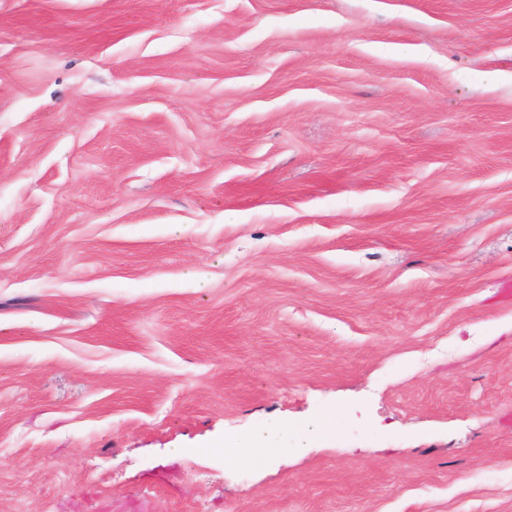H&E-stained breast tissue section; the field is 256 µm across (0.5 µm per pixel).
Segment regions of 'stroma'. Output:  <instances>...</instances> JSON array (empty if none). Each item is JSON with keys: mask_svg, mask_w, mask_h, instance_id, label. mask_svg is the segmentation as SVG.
Wrapping results in <instances>:
<instances>
[{"mask_svg": "<svg viewBox=\"0 0 512 512\" xmlns=\"http://www.w3.org/2000/svg\"><path fill=\"white\" fill-rule=\"evenodd\" d=\"M0 512H512V0H0ZM225 460L240 465H252L274 450L273 441L264 436L252 440V453L249 456L241 457L236 454L231 442H223Z\"/></svg>", "mask_w": 512, "mask_h": 512, "instance_id": "35a3bbf8", "label": "stroma"}]
</instances>
